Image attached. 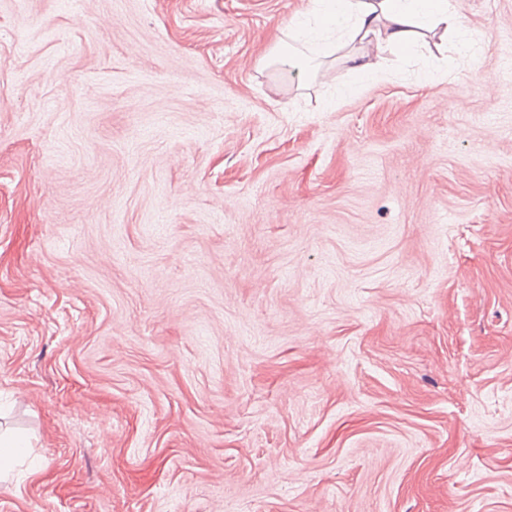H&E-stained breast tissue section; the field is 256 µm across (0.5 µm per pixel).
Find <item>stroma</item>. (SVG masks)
<instances>
[{
    "instance_id": "obj_1",
    "label": "stroma",
    "mask_w": 512,
    "mask_h": 512,
    "mask_svg": "<svg viewBox=\"0 0 512 512\" xmlns=\"http://www.w3.org/2000/svg\"><path fill=\"white\" fill-rule=\"evenodd\" d=\"M456 8L361 83L277 57L311 0H0V512H512V0Z\"/></svg>"
}]
</instances>
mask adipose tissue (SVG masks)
<instances>
[{"mask_svg":"<svg viewBox=\"0 0 512 512\" xmlns=\"http://www.w3.org/2000/svg\"><path fill=\"white\" fill-rule=\"evenodd\" d=\"M463 35L454 0H313L303 27L306 51L279 42L289 59L308 63L333 44L362 45V52L347 54L356 77L372 80L387 50L404 52L427 34Z\"/></svg>","mask_w":512,"mask_h":512,"instance_id":"adipose-tissue-1","label":"adipose tissue"}]
</instances>
